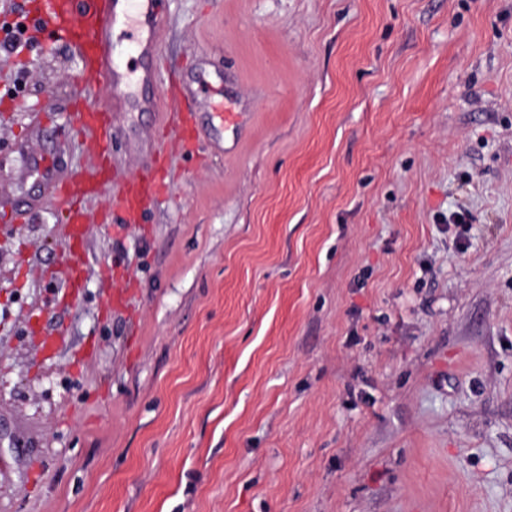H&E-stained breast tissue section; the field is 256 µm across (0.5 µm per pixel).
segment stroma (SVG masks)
Wrapping results in <instances>:
<instances>
[{
    "mask_svg": "<svg viewBox=\"0 0 512 512\" xmlns=\"http://www.w3.org/2000/svg\"><path fill=\"white\" fill-rule=\"evenodd\" d=\"M163 8L193 139L112 122L114 186L159 143L161 200L89 204L69 306L56 202L0 247V512H512V0ZM34 58L0 206L92 163L79 59Z\"/></svg>",
    "mask_w": 512,
    "mask_h": 512,
    "instance_id": "35a3bbf8",
    "label": "stroma"
}]
</instances>
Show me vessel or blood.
<instances>
[{"mask_svg": "<svg viewBox=\"0 0 512 512\" xmlns=\"http://www.w3.org/2000/svg\"><path fill=\"white\" fill-rule=\"evenodd\" d=\"M31 17L41 30L56 33L84 64L85 106L78 115L77 131L99 155L112 153L109 134L118 113L165 111L164 101L152 93L161 77L149 64L164 32L155 0H38ZM133 82L144 88V95L131 97ZM45 174L57 203L69 212L70 238L80 239L86 214L74 199L96 181V169L78 177L50 168ZM164 190L165 178L157 170L126 183L112 204L122 223L136 224Z\"/></svg>", "mask_w": 512, "mask_h": 512, "instance_id": "1", "label": "vessel or blood"}]
</instances>
